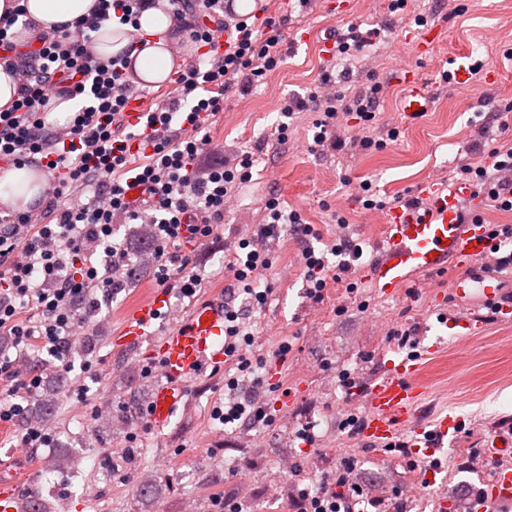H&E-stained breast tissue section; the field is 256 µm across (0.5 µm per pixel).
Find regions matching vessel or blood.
Listing matches in <instances>:
<instances>
[{
	"label": "vessel or blood",
	"instance_id": "obj_1",
	"mask_svg": "<svg viewBox=\"0 0 512 512\" xmlns=\"http://www.w3.org/2000/svg\"><path fill=\"white\" fill-rule=\"evenodd\" d=\"M409 41L420 53L431 52L443 34L436 27L409 30ZM405 90L404 111H426L430 97L418 75L405 71L399 77ZM427 208H396L387 214L383 225L381 256L371 267L376 288L386 296H399L418 276L438 274L455 266L461 275L455 281L457 294L473 287L481 296L477 306L454 323L477 334L481 328V307L494 309L503 320H512V302L500 295L501 278L485 266L493 249L486 225L474 223L479 199L473 187L462 183L454 188L431 183L424 187ZM163 306L155 296L135 306L125 325L127 340L144 334L157 319ZM162 370L166 384L153 396L151 421L154 427L166 426L182 403L185 380L203 366L224 357V303L208 300L197 305L186 323L172 327L161 340ZM419 358L405 357L389 361L386 371L368 385L363 398L367 415L361 434L366 442L382 443L398 431H407L413 448L431 454L437 442L455 431L458 420L444 416L437 427L425 429L418 422L417 408L424 384ZM483 500L498 506L512 505V472H497L482 494Z\"/></svg>",
	"mask_w": 512,
	"mask_h": 512
}]
</instances>
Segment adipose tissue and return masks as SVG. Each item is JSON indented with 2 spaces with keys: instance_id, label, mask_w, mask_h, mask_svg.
<instances>
[{
  "instance_id": "obj_1",
  "label": "adipose tissue",
  "mask_w": 512,
  "mask_h": 512,
  "mask_svg": "<svg viewBox=\"0 0 512 512\" xmlns=\"http://www.w3.org/2000/svg\"><path fill=\"white\" fill-rule=\"evenodd\" d=\"M19 4L25 6L27 16L37 31L49 33L59 23L87 16L94 9L96 0H0V17ZM138 23L148 39L144 49L127 52L128 40L122 27L107 23L97 32L93 51L102 59L128 53L129 71L135 81L146 84L163 82L174 67V59L167 46L173 39L177 23L171 14L159 8L141 12ZM42 190L40 172L28 165L12 168L0 178V200L13 210L28 208L40 198Z\"/></svg>"
}]
</instances>
